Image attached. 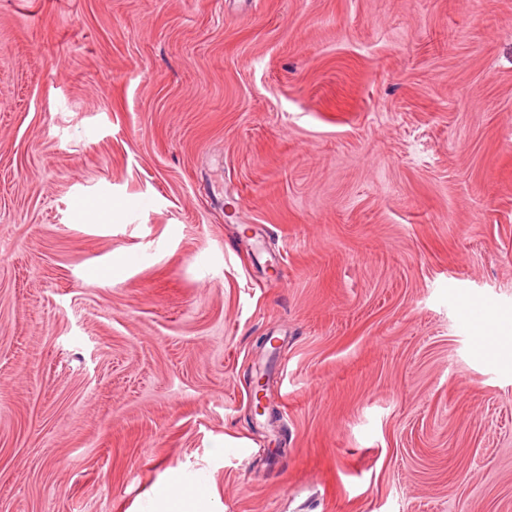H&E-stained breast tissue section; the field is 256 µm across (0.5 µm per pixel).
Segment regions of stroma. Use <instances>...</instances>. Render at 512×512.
I'll list each match as a JSON object with an SVG mask.
<instances>
[{"mask_svg": "<svg viewBox=\"0 0 512 512\" xmlns=\"http://www.w3.org/2000/svg\"><path fill=\"white\" fill-rule=\"evenodd\" d=\"M472 310L512 0H0V512H512ZM249 385L251 387L252 394L254 397L252 400V408L255 415L263 416L268 411L270 417H273V409L269 411V399L267 397L268 385L267 382L262 381V378L255 379L252 376L249 377ZM209 491L202 487L171 484L158 491L162 511H207L204 507Z\"/></svg>", "mask_w": 512, "mask_h": 512, "instance_id": "stroma-1", "label": "stroma"}]
</instances>
